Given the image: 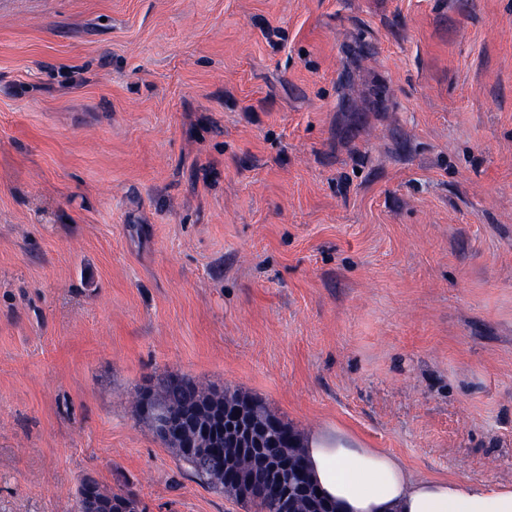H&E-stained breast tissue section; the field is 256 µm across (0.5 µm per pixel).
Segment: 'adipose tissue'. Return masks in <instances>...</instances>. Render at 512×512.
Segmentation results:
<instances>
[{
  "instance_id": "1",
  "label": "adipose tissue",
  "mask_w": 512,
  "mask_h": 512,
  "mask_svg": "<svg viewBox=\"0 0 512 512\" xmlns=\"http://www.w3.org/2000/svg\"><path fill=\"white\" fill-rule=\"evenodd\" d=\"M311 477L337 512H512V486L416 476L394 455L344 431L303 443Z\"/></svg>"
}]
</instances>
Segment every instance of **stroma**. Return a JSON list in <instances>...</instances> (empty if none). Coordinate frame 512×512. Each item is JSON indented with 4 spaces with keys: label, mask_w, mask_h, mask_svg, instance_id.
<instances>
[{
    "label": "stroma",
    "mask_w": 512,
    "mask_h": 512,
    "mask_svg": "<svg viewBox=\"0 0 512 512\" xmlns=\"http://www.w3.org/2000/svg\"><path fill=\"white\" fill-rule=\"evenodd\" d=\"M164 376L512 485V0H0V512H252ZM143 398V399H142ZM151 392L145 391L137 400L138 408L143 405L144 416L151 422L159 440L169 447L182 448L186 454H195L205 448L217 445L214 435L207 429L197 427L196 433L190 440L184 436L185 423H190L187 416L177 415L172 411L161 409L150 401ZM180 462L188 467L199 479L227 491L224 483V456L219 448L202 452L194 457L180 455L178 448H171ZM94 483L98 486L96 482ZM97 486L95 488L87 484L82 487L78 503L79 512H112V508H115L113 512H143V509H140V501L134 494L112 493L111 499H104L99 496L98 490L102 491Z\"/></svg>",
    "instance_id": "obj_1"
}]
</instances>
